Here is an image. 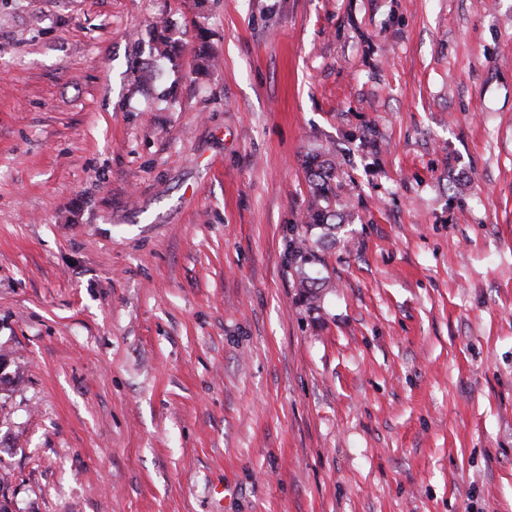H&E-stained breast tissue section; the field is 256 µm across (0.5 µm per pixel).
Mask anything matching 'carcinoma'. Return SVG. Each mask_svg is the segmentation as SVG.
<instances>
[{
    "instance_id": "cac0c4a2",
    "label": "carcinoma",
    "mask_w": 512,
    "mask_h": 512,
    "mask_svg": "<svg viewBox=\"0 0 512 512\" xmlns=\"http://www.w3.org/2000/svg\"><path fill=\"white\" fill-rule=\"evenodd\" d=\"M307 170L310 199L304 224L309 230L319 228L329 234L336 229V218L342 216L335 208L336 161L327 157L325 152H316L311 154ZM292 257L302 265L319 259L305 236L294 242Z\"/></svg>"
}]
</instances>
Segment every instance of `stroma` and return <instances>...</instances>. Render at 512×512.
I'll return each mask as SVG.
<instances>
[{
	"label": "stroma",
	"mask_w": 512,
	"mask_h": 512,
	"mask_svg": "<svg viewBox=\"0 0 512 512\" xmlns=\"http://www.w3.org/2000/svg\"><path fill=\"white\" fill-rule=\"evenodd\" d=\"M0 369L10 512H512V0H0ZM329 155V151L313 153L307 166L310 199L303 223L306 230L319 228L326 231L322 233L323 236L336 230L338 224L334 221L343 215L336 211V206L342 205L336 203V187L333 186L336 185V161L332 157L325 158Z\"/></svg>",
	"instance_id": "1"
}]
</instances>
